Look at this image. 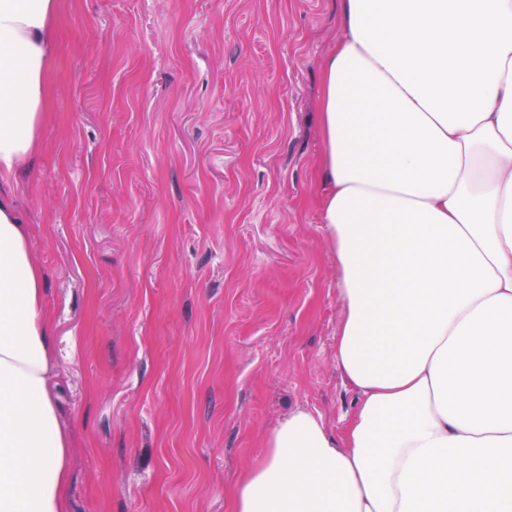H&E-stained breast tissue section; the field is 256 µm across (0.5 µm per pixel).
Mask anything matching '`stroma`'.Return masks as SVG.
Wrapping results in <instances>:
<instances>
[{"label":"stroma","mask_w":512,"mask_h":512,"mask_svg":"<svg viewBox=\"0 0 512 512\" xmlns=\"http://www.w3.org/2000/svg\"><path fill=\"white\" fill-rule=\"evenodd\" d=\"M338 22V0H60L49 116L10 191L69 512H229L290 411L341 431L316 119Z\"/></svg>","instance_id":"obj_1"}]
</instances>
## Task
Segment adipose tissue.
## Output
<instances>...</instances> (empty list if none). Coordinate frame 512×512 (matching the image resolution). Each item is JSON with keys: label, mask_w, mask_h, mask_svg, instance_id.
I'll return each mask as SVG.
<instances>
[{"label": "adipose tissue", "mask_w": 512, "mask_h": 512, "mask_svg": "<svg viewBox=\"0 0 512 512\" xmlns=\"http://www.w3.org/2000/svg\"><path fill=\"white\" fill-rule=\"evenodd\" d=\"M58 0H0V180L37 148ZM341 432L295 410L230 512H512V0H340L320 70ZM28 229L0 194V512H68Z\"/></svg>", "instance_id": "1"}]
</instances>
